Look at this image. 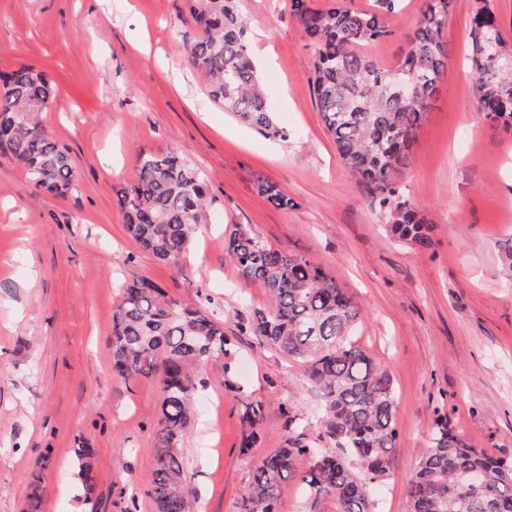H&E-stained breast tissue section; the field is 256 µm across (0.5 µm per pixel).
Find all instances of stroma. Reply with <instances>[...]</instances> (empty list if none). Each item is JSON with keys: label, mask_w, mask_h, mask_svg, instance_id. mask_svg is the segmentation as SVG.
Segmentation results:
<instances>
[{"label": "stroma", "mask_w": 512, "mask_h": 512, "mask_svg": "<svg viewBox=\"0 0 512 512\" xmlns=\"http://www.w3.org/2000/svg\"><path fill=\"white\" fill-rule=\"evenodd\" d=\"M418 3L405 0L388 18L396 36L365 53L395 64ZM474 4L453 2L448 74L402 175L430 222L433 245L422 250L389 236L340 158L306 72L314 49L289 0H240L269 109L289 131L284 141L208 100L185 59L197 34L185 0H0V72L29 64L55 79L41 118L77 173L71 193L40 194L0 156V512H26L34 472L40 512H156L146 490L160 384L112 374V315L132 273L185 305L210 298L234 339L232 379L218 363L201 369L185 443L200 512H238L255 465L285 442L281 405L308 419L309 442L335 450L300 367L246 329L270 300L225 257L238 225L322 265L362 312L355 339L389 374L397 405V446L374 487L376 512H407V483L438 418L474 447L512 457V288L498 255L512 236V130L475 116L464 60ZM140 151L182 155L207 181V221L175 264L124 229L117 193L135 181ZM258 176L291 206L254 193ZM247 400L265 405L249 449ZM83 445L95 450L90 503L74 454Z\"/></svg>", "instance_id": "obj_1"}]
</instances>
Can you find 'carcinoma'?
<instances>
[{
	"label": "carcinoma",
	"mask_w": 512,
	"mask_h": 512,
	"mask_svg": "<svg viewBox=\"0 0 512 512\" xmlns=\"http://www.w3.org/2000/svg\"><path fill=\"white\" fill-rule=\"evenodd\" d=\"M198 36L187 45L188 63L207 82L209 99L261 135L288 140L267 106V94L249 54L250 26L239 0H186ZM453 0H420L417 21L405 34L406 51L384 66L359 51L394 36L387 18L400 0H290V14L315 46L308 72L315 105L345 165L367 189L388 231L400 242L431 243L424 215L405 196L399 176L412 160L417 133L438 94L450 57L445 25ZM494 0H476L466 56L473 79L477 118L512 128V46L502 33ZM55 96L45 73L23 65L0 74V152L22 168L34 188L64 196L76 180L68 150L38 120ZM137 179L120 190L118 205L131 238L159 261L176 263L189 248L206 211L202 178L176 153L137 155ZM253 190L286 208L289 200L271 181L258 177ZM512 282V237L498 244ZM227 258L242 278L260 283L271 307L259 310L248 330L299 363L318 390L325 426L340 452L304 440L305 419L281 406L288 438L255 468L239 512H278L282 487L298 480L313 501L336 500L337 512H374L371 484L386 474L396 446V399L385 370L350 341L360 318L348 293L321 265L274 249L246 229L224 242ZM232 337L224 319L200 305L166 299L155 283L132 277L122 285L112 316V373L126 382L160 375L162 396L154 464L147 494L156 512H196L197 495L187 480L182 451L191 429L195 396L204 381L198 368L220 362L232 374ZM264 405H244L242 422L251 433L263 423ZM94 449H76L85 501L95 491ZM473 469L487 472L486 487L466 482ZM409 512H512V458L472 446L441 419L419 459L406 491Z\"/></svg>",
	"instance_id": "1"
}]
</instances>
